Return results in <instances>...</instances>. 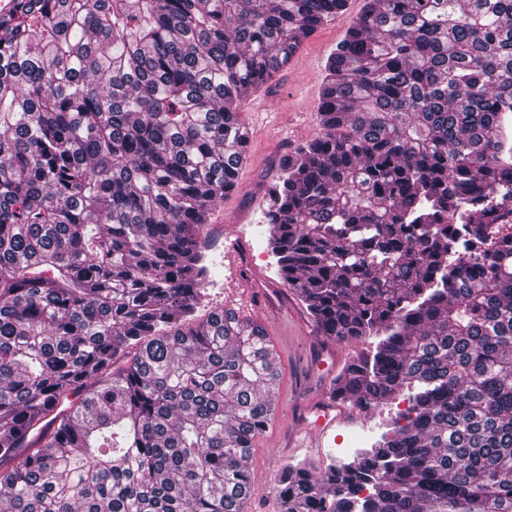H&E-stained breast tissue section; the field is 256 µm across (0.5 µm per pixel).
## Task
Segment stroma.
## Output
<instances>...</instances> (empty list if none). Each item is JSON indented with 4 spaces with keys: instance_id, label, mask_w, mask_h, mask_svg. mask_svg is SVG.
<instances>
[{
    "instance_id": "1",
    "label": "stroma",
    "mask_w": 512,
    "mask_h": 512,
    "mask_svg": "<svg viewBox=\"0 0 512 512\" xmlns=\"http://www.w3.org/2000/svg\"><path fill=\"white\" fill-rule=\"evenodd\" d=\"M363 5L364 0H348L344 16L328 21L302 42L292 61L278 73L271 91L265 94L270 111L263 125H255L251 110L241 111L242 122L251 130L247 159L238 172L234 190L215 205L204 230L203 252L209 274L206 298L196 312L197 318L223 308L226 292L243 296L246 306L237 315L263 326L278 374L272 389L274 419L255 438L246 461L251 491L242 512H281L270 476L275 463L305 461L322 467L336 460L341 448L356 451L370 447L388 431L399 411L408 406L402 396L381 404L367 416L351 404L339 405L340 420L324 434L320 448L295 454L288 450V433L298 419L315 421L311 407L327 395L336 374L358 351L376 343L372 336L344 344L316 333L306 307L280 275L267 249V226L263 222L264 194L277 178L281 157L321 133V74L345 34L348 19L357 16ZM232 247L250 259L236 277L224 266V255Z\"/></svg>"
}]
</instances>
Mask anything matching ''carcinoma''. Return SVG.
Here are the masks:
<instances>
[{
	"label": "carcinoma",
	"instance_id": "carcinoma-1",
	"mask_svg": "<svg viewBox=\"0 0 512 512\" xmlns=\"http://www.w3.org/2000/svg\"><path fill=\"white\" fill-rule=\"evenodd\" d=\"M346 6L0 14V512H241L276 372L258 323L190 325L201 233L242 98ZM318 119L265 193L268 251L317 333L380 337L335 397L413 394L356 458L277 468L285 512H512V0H365Z\"/></svg>",
	"mask_w": 512,
	"mask_h": 512
}]
</instances>
